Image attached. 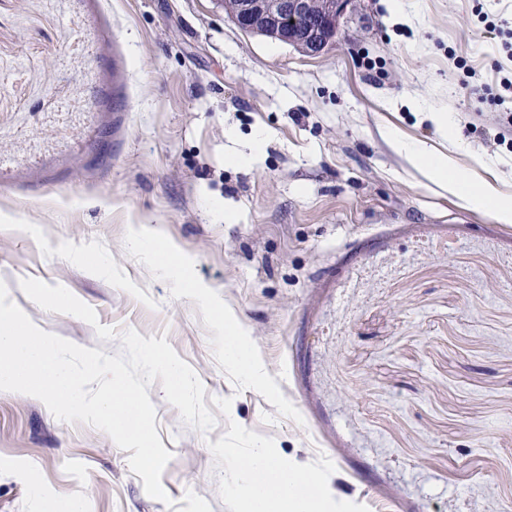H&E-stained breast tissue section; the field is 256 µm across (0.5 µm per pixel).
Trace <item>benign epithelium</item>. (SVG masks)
<instances>
[{"label": "benign epithelium", "instance_id": "benign-epithelium-1", "mask_svg": "<svg viewBox=\"0 0 512 512\" xmlns=\"http://www.w3.org/2000/svg\"><path fill=\"white\" fill-rule=\"evenodd\" d=\"M354 0H237L227 9L236 26L247 33L322 53L335 40L341 18Z\"/></svg>", "mask_w": 512, "mask_h": 512}]
</instances>
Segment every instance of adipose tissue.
Masks as SVG:
<instances>
[{
	"label": "adipose tissue",
	"mask_w": 512,
	"mask_h": 512,
	"mask_svg": "<svg viewBox=\"0 0 512 512\" xmlns=\"http://www.w3.org/2000/svg\"><path fill=\"white\" fill-rule=\"evenodd\" d=\"M378 134L388 147L424 176L446 188L463 205L475 211L492 212L501 224H512V196L497 183L481 175L488 163L474 158L468 168H460L456 158L425 142L413 140L382 126ZM219 328L224 336V357L244 383L261 384L265 371L246 342L232 311H225ZM230 465V493L243 500L247 512H352L349 499L322 485L300 462H285L272 455L263 442H255L248 455L237 448L225 450Z\"/></svg>",
	"instance_id": "1"
}]
</instances>
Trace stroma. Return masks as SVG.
<instances>
[{
	"label": "stroma",
	"instance_id": "obj_1",
	"mask_svg": "<svg viewBox=\"0 0 512 512\" xmlns=\"http://www.w3.org/2000/svg\"><path fill=\"white\" fill-rule=\"evenodd\" d=\"M414 3L356 0L308 56L224 0H0V282L83 348L165 336L217 419L200 433L149 387L165 504L105 432L0 391V512H243L224 448L254 437L356 512H512V224L376 132L484 156L512 194V127L482 97L512 80V0ZM134 227L235 311L270 388L241 384L215 314L129 249Z\"/></svg>",
	"mask_w": 512,
	"mask_h": 512
}]
</instances>
